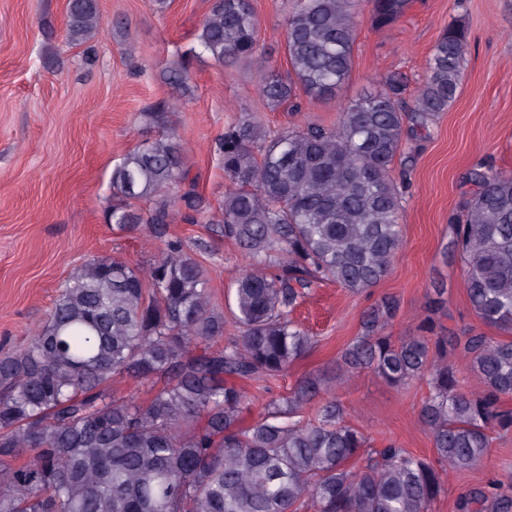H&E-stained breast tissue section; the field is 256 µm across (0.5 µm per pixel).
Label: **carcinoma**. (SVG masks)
<instances>
[{
  "label": "carcinoma",
  "mask_w": 512,
  "mask_h": 512,
  "mask_svg": "<svg viewBox=\"0 0 512 512\" xmlns=\"http://www.w3.org/2000/svg\"><path fill=\"white\" fill-rule=\"evenodd\" d=\"M379 27L410 0H367ZM362 0H289L285 46L290 78L269 71L267 104L336 95L353 63ZM97 0H68L67 40H90ZM250 0H210L197 49L176 52L164 73L185 85L196 52L234 65L262 54ZM465 34L434 45L412 102L400 76L351 101L336 125L267 131L245 117L216 142L229 186L221 223L248 260L233 284L238 334L224 348V312L211 303L205 270L180 240L144 267L98 257L75 269L48 320L28 344L0 354V512H430L443 488L434 462L389 443L367 456L368 437L345 422L335 388L317 377L268 401L264 417L240 424L245 391L229 378H273L304 356L314 337L290 314L312 288L333 282L365 291L390 271L403 247L400 197L391 177L405 124L425 129L448 110L461 81ZM186 147L164 133L130 150L112 169L108 223L152 224L164 233L181 201L185 219L205 214L190 187ZM479 189L456 226L454 247L470 304L486 324L512 330V173L476 175ZM147 201L148 210L137 207ZM445 289L424 307L419 334L395 343L384 328L398 303L368 311L363 335L341 354L342 370H371L392 386L426 378L419 417L437 461L481 466L492 432L512 431V340L464 330L435 333ZM483 383L465 390L448 350ZM126 375L149 386L144 402L112 395ZM316 407L313 419L304 417ZM459 512H512V484L469 490Z\"/></svg>",
  "instance_id": "obj_1"
}]
</instances>
